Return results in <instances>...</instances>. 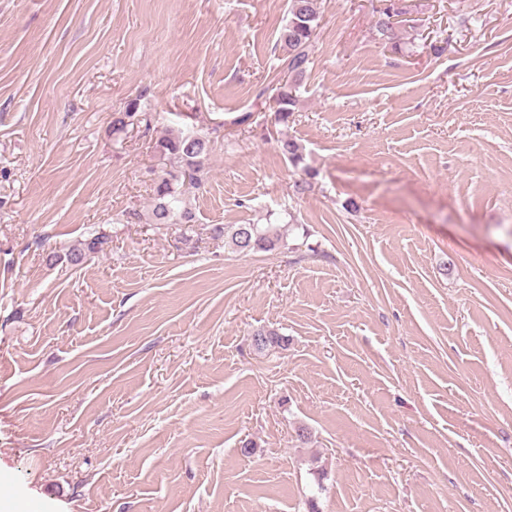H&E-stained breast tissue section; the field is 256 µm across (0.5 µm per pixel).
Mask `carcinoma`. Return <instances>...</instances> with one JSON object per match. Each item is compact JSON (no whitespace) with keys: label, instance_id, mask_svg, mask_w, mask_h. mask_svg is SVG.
Instances as JSON below:
<instances>
[{"label":"carcinoma","instance_id":"1","mask_svg":"<svg viewBox=\"0 0 512 512\" xmlns=\"http://www.w3.org/2000/svg\"><path fill=\"white\" fill-rule=\"evenodd\" d=\"M319 0H289L288 23L281 30L279 42L284 51V73L290 84L279 87L276 95L275 119L287 122L291 107L295 104V92L311 63V47L319 22ZM134 123L144 124L149 131L151 116L139 111L136 99L129 101L125 111L112 113V132L120 133ZM153 153L165 169L154 182V205L151 212L153 224H191L194 215L188 207L192 190L203 183L207 162L213 150V141L206 133L194 130L167 133L156 139ZM279 149L288 160L297 163L302 159V148L292 139L279 140ZM211 233L224 241L238 253L254 250H272L282 242V235L272 224H214ZM109 237L95 232L82 246L67 254V260L78 265L86 254L104 250ZM253 345L262 352L269 348L288 346V338L273 330H258L253 336Z\"/></svg>","mask_w":512,"mask_h":512}]
</instances>
